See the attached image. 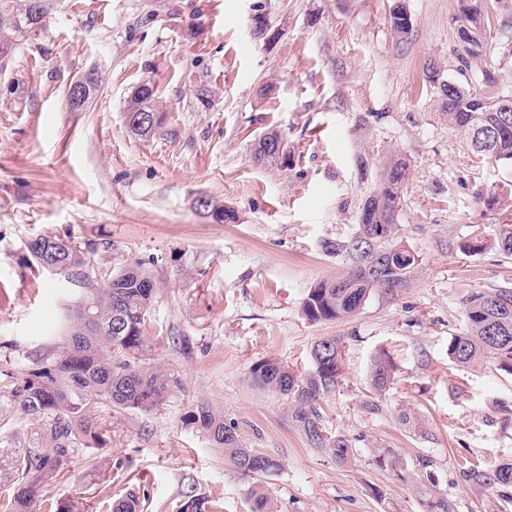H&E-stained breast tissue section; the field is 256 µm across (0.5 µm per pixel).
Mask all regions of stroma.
Masks as SVG:
<instances>
[{"instance_id": "stroma-1", "label": "stroma", "mask_w": 512, "mask_h": 512, "mask_svg": "<svg viewBox=\"0 0 512 512\" xmlns=\"http://www.w3.org/2000/svg\"><path fill=\"white\" fill-rule=\"evenodd\" d=\"M483 2L486 53L466 65L462 0H60L0 71V363L23 366L59 335L67 306L139 262L156 286L149 358L171 387L149 412L102 407L103 448H77L39 512H110L131 493L145 512H181L191 488L221 512H249L251 478L186 420L201 401L280 462L263 479L275 512H427L432 487L454 512H512V483L487 479L512 463V372L448 359L465 298L512 291V256L495 244L512 224V166L468 150L440 91L463 76L486 97L512 96V0ZM400 8L403 35L391 23ZM260 13L279 31L273 43L252 35ZM91 70L99 90L71 111L65 91ZM146 79L171 123L141 139L124 109ZM203 83L208 108L195 98ZM269 128L288 140L285 167L253 160ZM393 156L407 163L397 236L421 259L415 278L393 296L372 291L351 318L311 323L301 312L310 286L349 269L322 243L353 235ZM203 192L238 223L206 218ZM477 233L486 249L463 252ZM42 236L71 241L85 265H37L29 243ZM326 336L342 341V379L323 410L352 446L343 466L249 380L265 358L308 370ZM382 353L397 372L377 395L368 376ZM371 396L379 412L363 408ZM403 410L426 435L400 424ZM379 445L396 469L373 464Z\"/></svg>"}]
</instances>
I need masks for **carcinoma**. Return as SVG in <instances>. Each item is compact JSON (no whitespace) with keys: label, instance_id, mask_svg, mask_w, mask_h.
I'll list each match as a JSON object with an SVG mask.
<instances>
[{"label":"carcinoma","instance_id":"carcinoma-1","mask_svg":"<svg viewBox=\"0 0 512 512\" xmlns=\"http://www.w3.org/2000/svg\"><path fill=\"white\" fill-rule=\"evenodd\" d=\"M58 0H0V67L15 49L40 28ZM487 35L473 31L460 38L464 63L484 56ZM459 92L446 102L448 123L467 142L475 126L497 122L504 98L489 99L472 94L458 84ZM125 112L151 113L155 125L149 130L129 131L150 138L165 130L169 113L157 105V88L143 81L127 99ZM479 155L495 163L512 164V126L499 131L490 149ZM406 162L395 156L385 164L382 182L364 203L355 234L346 241L323 244L325 251L346 254L347 275L312 285L302 303V314L311 323L336 321L356 315L372 290L395 295L410 287L420 265L419 256L382 263L376 253L358 248L370 238L387 248L396 239V225L388 223L391 204L401 203ZM211 202L204 215L218 224H235L237 212L207 194ZM497 245L512 255V224L499 225ZM36 263L76 271L85 264L84 253L58 237H40L30 243ZM155 297V283L141 264L112 273L105 287L92 291L67 310L61 336L50 346L39 345L28 353V364L17 369L0 366V512H35L41 489L55 480L70 463L74 448L101 443L96 415L103 404L116 410L151 411L162 404L170 380L146 362L151 345L144 334ZM87 305L93 319L85 320ZM466 331L451 337L448 358L457 366H473L489 360L512 364V292L476 291L464 302ZM311 367L296 373L276 358H266L250 369L251 384L268 390L288 403V418L309 447L329 450L336 463L351 458V445L342 434L327 428L321 401L336 392L341 381V345L334 336L316 341L310 352ZM394 365L389 358H374L369 384L383 392L393 384ZM17 419H31L36 426L24 438L4 433ZM190 423L224 459L244 476L267 475L279 467L272 457L247 446L235 424L224 422V413L207 402L197 404L188 415ZM251 512H274L267 489L256 484L248 490ZM181 512H218V507L191 489L185 493Z\"/></svg>","mask_w":512,"mask_h":512}]
</instances>
